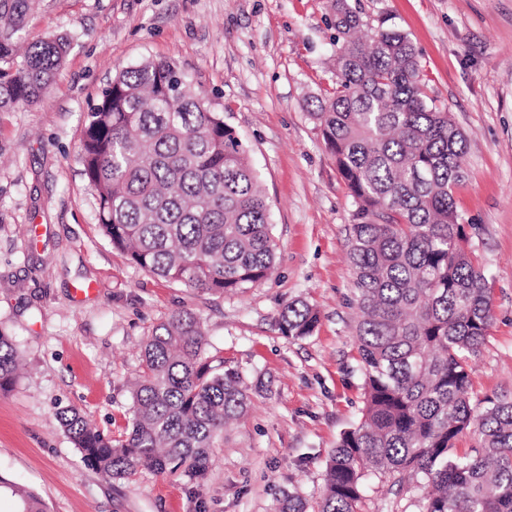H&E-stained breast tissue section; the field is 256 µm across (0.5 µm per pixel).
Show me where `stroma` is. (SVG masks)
Returning a JSON list of instances; mask_svg holds the SVG:
<instances>
[{
	"label": "stroma",
	"instance_id": "obj_1",
	"mask_svg": "<svg viewBox=\"0 0 512 512\" xmlns=\"http://www.w3.org/2000/svg\"><path fill=\"white\" fill-rule=\"evenodd\" d=\"M370 27L420 52L428 93L468 138L456 210L486 277L494 321L474 361V398L512 397V0H352ZM330 0H37L27 38L64 36L47 98L0 112V333L24 364L0 394V476L48 512H275L319 497L329 455L361 417L348 260L352 199L309 114L330 81ZM176 61L247 146L265 188L277 260L244 293H203L134 267L101 231L77 152L86 114L120 69ZM95 285L75 297V288ZM308 300L313 335L278 329ZM177 309L203 322L208 355L239 369L245 416L209 472L108 479L57 420L81 410L105 435L131 425L143 343ZM410 486L370 482L363 512H420Z\"/></svg>",
	"mask_w": 512,
	"mask_h": 512
}]
</instances>
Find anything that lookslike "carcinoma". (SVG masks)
I'll use <instances>...</instances> for the list:
<instances>
[{
  "mask_svg": "<svg viewBox=\"0 0 512 512\" xmlns=\"http://www.w3.org/2000/svg\"><path fill=\"white\" fill-rule=\"evenodd\" d=\"M35 2L0 0V112L41 102L68 52L63 37L20 49ZM331 11L332 85L309 116L353 203L363 408L327 462L316 505L290 494L279 512H362L375 478L420 489L422 512H512V399L471 395L494 310L454 205L467 138L427 95L406 34L381 27L362 35L349 0H331ZM78 161L98 223L132 265L212 294L244 293L271 277L276 242L248 148L175 63L145 59L116 74L87 112ZM319 320L313 305L295 300L278 328L304 338ZM206 346L188 310L153 329L122 440L75 408L60 410L85 461L116 480L143 471L205 477L211 449L249 402L244 375ZM18 371V352L0 334V391ZM467 431L479 443L459 455L455 443ZM2 492L18 512H47L0 476Z\"/></svg>",
  "mask_w": 512,
  "mask_h": 512,
  "instance_id": "carcinoma-1",
  "label": "carcinoma"
}]
</instances>
